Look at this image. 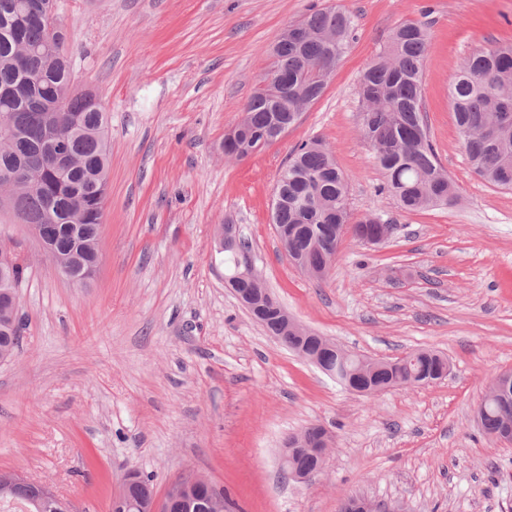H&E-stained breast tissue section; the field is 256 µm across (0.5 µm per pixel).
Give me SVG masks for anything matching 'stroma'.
<instances>
[{
	"label": "stroma",
	"instance_id": "35a3bbf8",
	"mask_svg": "<svg viewBox=\"0 0 512 512\" xmlns=\"http://www.w3.org/2000/svg\"><path fill=\"white\" fill-rule=\"evenodd\" d=\"M327 6L355 29L322 96L282 138L226 159L279 35ZM56 15L77 88L108 117L100 264L69 282L0 207V249L27 267L23 344L0 362V472L47 484L73 512H109L132 470L159 499L204 477L233 512H338L359 496L512 512V444L476 422L492 378L512 370V190L474 172L448 101L464 58L512 41V0H57ZM404 22L430 27L422 105L457 195L416 211L383 191L358 125L359 78ZM313 137L347 177L352 220L392 226L373 246L344 235L321 280L289 262L271 223L277 178ZM227 218L307 327L376 359L439 352L447 376L357 395L284 348L224 284ZM311 425L333 436L324 468L283 482L282 443Z\"/></svg>",
	"mask_w": 512,
	"mask_h": 512
}]
</instances>
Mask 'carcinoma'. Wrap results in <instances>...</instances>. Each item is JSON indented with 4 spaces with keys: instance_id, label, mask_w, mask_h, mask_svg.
I'll use <instances>...</instances> for the list:
<instances>
[{
    "instance_id": "obj_1",
    "label": "carcinoma",
    "mask_w": 512,
    "mask_h": 512,
    "mask_svg": "<svg viewBox=\"0 0 512 512\" xmlns=\"http://www.w3.org/2000/svg\"><path fill=\"white\" fill-rule=\"evenodd\" d=\"M55 0H0V201L21 223L41 230L58 225L53 250L81 273L98 260L94 248L106 199L107 115L90 92L73 89L67 39L48 42V17ZM300 30L273 47L272 74H288V86L272 82L245 103L248 153L269 143L278 126L288 128L324 92L343 60L354 31L351 15L325 7L289 25ZM428 27L409 22L395 27L386 49L361 75L360 136L385 174L382 189L405 210L448 205L454 186L440 165L422 111V78ZM457 131L474 171L487 182L512 189V44H493L466 58L449 83ZM348 182L326 145L298 146L274 188L273 224L293 234L298 259L321 267L338 250L341 229L350 221ZM25 265L14 257L0 262V346L19 347L22 326L16 314L17 288ZM321 352L323 365L352 371ZM448 361L435 351H416L375 376L381 387L394 380L437 378ZM483 431H499L500 405H482Z\"/></svg>"
}]
</instances>
